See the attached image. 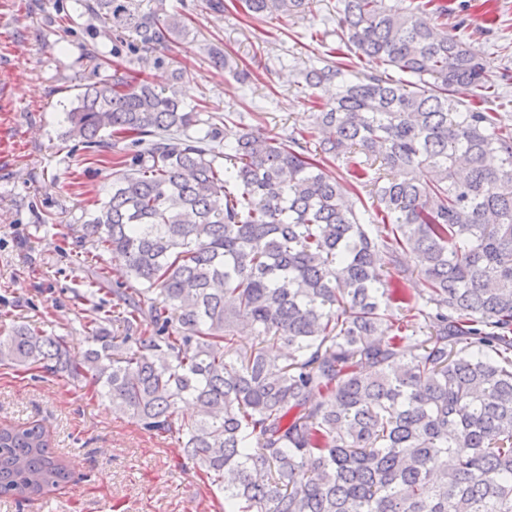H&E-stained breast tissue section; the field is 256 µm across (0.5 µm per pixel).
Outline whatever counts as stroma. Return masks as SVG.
Listing matches in <instances>:
<instances>
[{
    "mask_svg": "<svg viewBox=\"0 0 512 512\" xmlns=\"http://www.w3.org/2000/svg\"><path fill=\"white\" fill-rule=\"evenodd\" d=\"M186 37L168 55L189 72L134 65L133 74L175 87L185 105L231 116L245 127L285 137L309 131L312 108L301 70L337 48L336 0H315L313 15L221 14L184 0ZM448 22L486 61L497 94L485 104L512 123V0H447ZM76 0H0V333L25 324L62 337L71 357L88 347L95 315L83 300L86 266L68 259L71 227L103 198L115 153L97 155L66 139L64 117L80 85L93 82L91 47L112 49L103 23L77 17ZM219 43L228 71L214 70L205 49ZM251 75L241 84L235 75ZM38 422L53 452L74 471L65 486L26 501L0 498V512H219L214 489L193 469L176 438L141 428L113 411L92 387L36 369L0 365V424Z\"/></svg>",
    "mask_w": 512,
    "mask_h": 512,
    "instance_id": "stroma-1",
    "label": "stroma"
}]
</instances>
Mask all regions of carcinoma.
<instances>
[{"mask_svg":"<svg viewBox=\"0 0 512 512\" xmlns=\"http://www.w3.org/2000/svg\"><path fill=\"white\" fill-rule=\"evenodd\" d=\"M78 2L134 36L112 47L130 63L186 30L166 0ZM241 2L256 17L314 12V0ZM336 15L372 70H304L311 94L336 87L314 141L203 119L118 68L83 87L65 137L105 151L122 134L135 151L79 232L122 256L136 287L87 281L100 316L83 361L20 325L0 336V364L87 380L181 439L224 512H512V128L455 100L488 74L447 4L336 0ZM408 253L417 297L383 274L404 277ZM50 447L39 424L0 426L1 498L71 480Z\"/></svg>","mask_w":512,"mask_h":512,"instance_id":"cac0c4a2","label":"carcinoma"}]
</instances>
